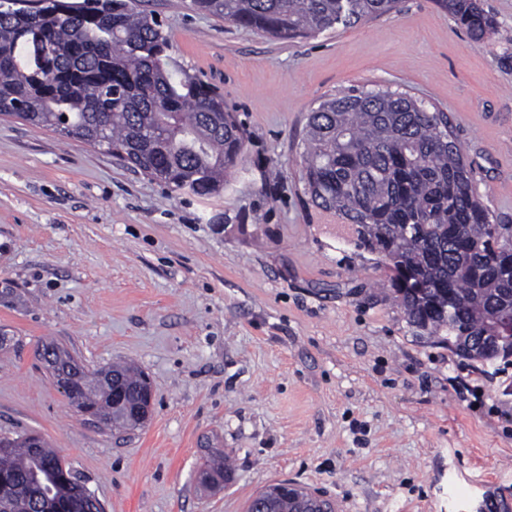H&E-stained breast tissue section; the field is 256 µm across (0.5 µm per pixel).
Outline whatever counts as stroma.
Returning <instances> with one entry per match:
<instances>
[{"instance_id":"1","label":"stroma","mask_w":512,"mask_h":512,"mask_svg":"<svg viewBox=\"0 0 512 512\" xmlns=\"http://www.w3.org/2000/svg\"><path fill=\"white\" fill-rule=\"evenodd\" d=\"M474 43L435 0L280 40L141 0L172 67L223 94L245 136L221 196H183L104 149L0 117V433L29 430L104 512H246L293 480L338 512H474L512 500V364L416 339L377 255L341 233L303 179L308 115L362 85L445 112L495 223L512 225V0H482ZM150 378L145 427L105 430L35 355ZM234 480L197 484L203 444Z\"/></svg>"}]
</instances>
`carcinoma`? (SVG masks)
<instances>
[{"instance_id": "obj_1", "label": "carcinoma", "mask_w": 512, "mask_h": 512, "mask_svg": "<svg viewBox=\"0 0 512 512\" xmlns=\"http://www.w3.org/2000/svg\"><path fill=\"white\" fill-rule=\"evenodd\" d=\"M139 0H50L28 15L0 0V115L15 116L112 152L170 189L201 198L224 192V176L243 157L244 133L224 98L165 61L158 20ZM476 43L495 32L481 0H436ZM194 7L279 39L308 38L338 24L369 21L400 0H192ZM302 161L320 209L379 256L393 294L416 335L451 344L487 363L498 353L486 336L492 318L512 314V228L494 223L476 195L471 169L445 113L407 92L357 89L310 112ZM414 271L439 295L424 304L406 288ZM84 374L76 409L90 407L105 427L138 429L109 401L112 381L130 394L145 376L128 365ZM68 463L38 434L0 437V512H40V474ZM231 480L224 449L207 453L199 483ZM258 512H296L266 487Z\"/></svg>"}]
</instances>
